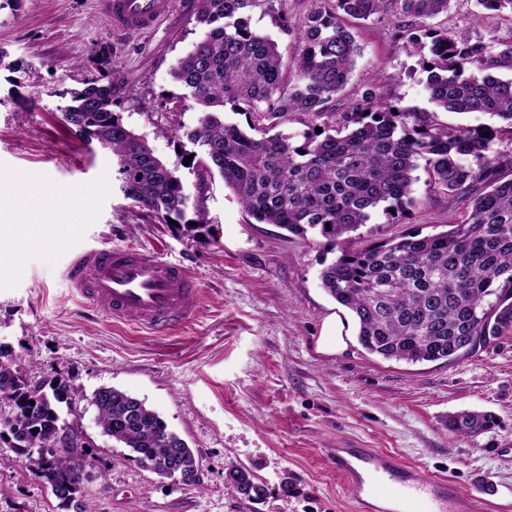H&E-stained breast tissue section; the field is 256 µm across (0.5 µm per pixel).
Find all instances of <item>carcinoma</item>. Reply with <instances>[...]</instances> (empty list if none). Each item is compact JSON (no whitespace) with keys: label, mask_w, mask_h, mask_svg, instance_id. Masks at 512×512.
I'll list each match as a JSON object with an SVG mask.
<instances>
[{"label":"carcinoma","mask_w":512,"mask_h":512,"mask_svg":"<svg viewBox=\"0 0 512 512\" xmlns=\"http://www.w3.org/2000/svg\"><path fill=\"white\" fill-rule=\"evenodd\" d=\"M276 0H200L202 38L172 69L184 98L198 107V124L182 133L168 128L182 155L169 164L113 110L118 82L95 78L70 90L63 121L86 142L112 158L124 197L164 224L185 217L191 195L178 175L185 157L231 188L258 223L276 224L307 238L312 232L339 255L321 272L323 289L354 317L360 345L370 354L407 364L448 362L465 353L460 337L477 346L512 334V179L503 180L508 160L493 154L498 131L449 128L395 106L382 92L354 100L335 122L294 136L275 125L242 129L224 118L225 106L257 119L281 120L291 112L321 118L327 103L348 83L361 47L339 20H382L387 9L403 24L398 36L417 50L428 73L425 90L443 112H483L507 124L512 135V79L494 71L512 68V39L470 43L423 21L448 12L451 0H319L307 13L284 80V54L277 41L251 30L248 14ZM471 156L472 167L462 158ZM424 161L429 186L467 202L462 220L446 231L408 233L363 247L343 236L367 223L380 204L400 213L411 202L414 172ZM71 384L30 383L16 361L0 349V400L12 415L0 420V441L33 465L53 495L76 501L88 477V454L50 455L66 421ZM103 433L127 448L160 478L199 485V460L146 402L115 387L94 394ZM492 418L461 412L448 419L460 435L487 430ZM230 487L249 500L261 487L243 468H231Z\"/></svg>","instance_id":"carcinoma-1"}]
</instances>
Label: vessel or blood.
Listing matches in <instances>:
<instances>
[{
    "label": "vessel or blood",
    "mask_w": 512,
    "mask_h": 512,
    "mask_svg": "<svg viewBox=\"0 0 512 512\" xmlns=\"http://www.w3.org/2000/svg\"><path fill=\"white\" fill-rule=\"evenodd\" d=\"M114 26L141 31L165 15L168 0H102ZM67 279L75 292L114 321L164 331L183 324L197 293L192 277L148 249L102 245L77 254ZM328 462L369 512H477L480 501L447 479L432 477L371 448H339Z\"/></svg>",
    "instance_id": "1"
}]
</instances>
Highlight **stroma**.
<instances>
[{"instance_id":"1","label":"stroma","mask_w":512,"mask_h":512,"mask_svg":"<svg viewBox=\"0 0 512 512\" xmlns=\"http://www.w3.org/2000/svg\"><path fill=\"white\" fill-rule=\"evenodd\" d=\"M316 0H280L251 11L252 30L295 52L303 16ZM476 0H452L434 18L470 42L512 39V15L473 21ZM198 0H170L155 28L114 27L100 0H0V49L18 69L0 67V190L25 196L45 219L48 243L33 247L25 225L4 230L20 264L0 271V348L29 381L54 376L74 386L64 418L90 444L92 479L77 505H63L26 457L0 444V512H354L349 486L326 461L330 448H377L477 496L482 512H512V337L447 363L407 365L368 354L350 313L322 288L334 255L325 239L259 224L221 177L180 169L200 192L208 224L196 231L163 224L118 190L111 158L68 128L66 93L92 78L120 85L115 109L155 153L176 162L161 134L194 127L200 114L170 72L202 37ZM394 16L358 25L361 47L346 88L325 122L369 89L384 87L399 108L430 120L499 127L485 113L435 111L419 53L392 38ZM465 206L431 192L420 178L402 219L376 211L352 235L354 246L428 235L457 223ZM156 250L196 281L195 312L157 334L113 321L71 288L66 267L84 249ZM346 323L345 350L318 349L324 320ZM114 386L143 399L200 462V487L162 479L103 434L94 392ZM492 414L488 432L456 437L448 417ZM262 489L248 500L230 491V466Z\"/></svg>"}]
</instances>
